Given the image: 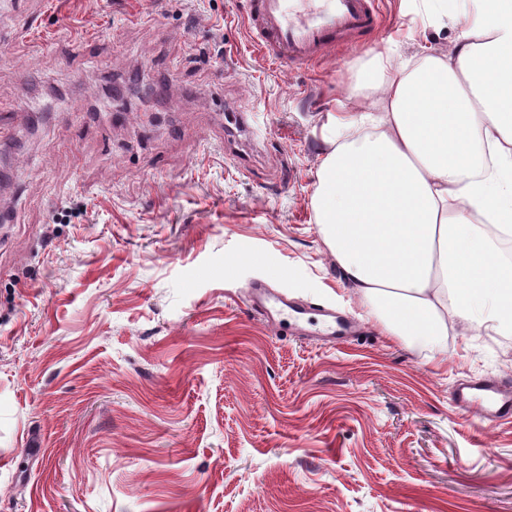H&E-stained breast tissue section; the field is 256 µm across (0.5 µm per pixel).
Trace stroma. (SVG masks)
<instances>
[{
  "label": "stroma",
  "instance_id": "35a3bbf8",
  "mask_svg": "<svg viewBox=\"0 0 512 512\" xmlns=\"http://www.w3.org/2000/svg\"><path fill=\"white\" fill-rule=\"evenodd\" d=\"M15 2L0 512H512V422L451 397L512 379V340L438 360L389 335L311 205L330 114L376 104L374 54L448 49L471 0H380L366 39L290 69L253 47L247 0ZM259 280L298 325L251 311ZM330 312L361 333L326 341Z\"/></svg>",
  "mask_w": 512,
  "mask_h": 512
}]
</instances>
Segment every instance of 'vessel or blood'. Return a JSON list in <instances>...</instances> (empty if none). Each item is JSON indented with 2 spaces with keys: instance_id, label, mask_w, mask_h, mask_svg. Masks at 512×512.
<instances>
[{
  "instance_id": "b4317fda",
  "label": "vessel or blood",
  "mask_w": 512,
  "mask_h": 512,
  "mask_svg": "<svg viewBox=\"0 0 512 512\" xmlns=\"http://www.w3.org/2000/svg\"><path fill=\"white\" fill-rule=\"evenodd\" d=\"M378 0H249L246 27L261 52L288 66L314 65L380 27ZM456 404L491 421L512 419V384L471 380Z\"/></svg>"
}]
</instances>
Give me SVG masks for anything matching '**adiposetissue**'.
Returning <instances> with one entry per match:
<instances>
[{
    "mask_svg": "<svg viewBox=\"0 0 512 512\" xmlns=\"http://www.w3.org/2000/svg\"><path fill=\"white\" fill-rule=\"evenodd\" d=\"M365 87L384 114L331 117L312 198L346 281L436 357L459 327L511 335L512 0H482L448 51L377 54Z\"/></svg>",
    "mask_w": 512,
    "mask_h": 512,
    "instance_id": "ef3b65f1",
    "label": "adipose tissue"
}]
</instances>
